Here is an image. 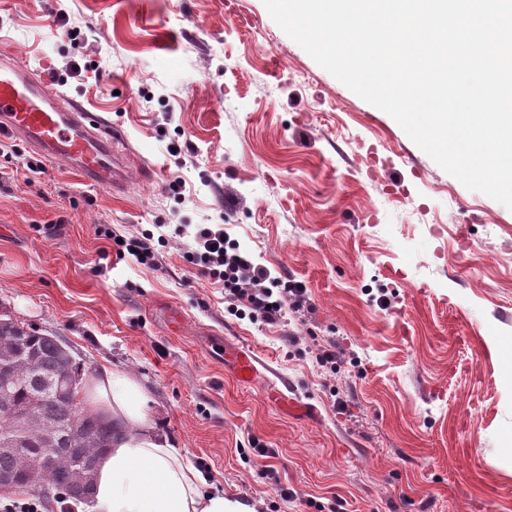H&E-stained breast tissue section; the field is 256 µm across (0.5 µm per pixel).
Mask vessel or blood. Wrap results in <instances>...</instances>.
Listing matches in <instances>:
<instances>
[{
	"instance_id": "vessel-or-blood-1",
	"label": "vessel or blood",
	"mask_w": 512,
	"mask_h": 512,
	"mask_svg": "<svg viewBox=\"0 0 512 512\" xmlns=\"http://www.w3.org/2000/svg\"><path fill=\"white\" fill-rule=\"evenodd\" d=\"M25 143L43 158L64 162L95 186L123 187L128 161L117 149L111 126L80 101L56 90L15 55L0 54V134ZM236 377L252 381L256 359L246 350L232 354Z\"/></svg>"
}]
</instances>
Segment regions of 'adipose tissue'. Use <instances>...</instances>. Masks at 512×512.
<instances>
[{
    "label": "adipose tissue",
    "instance_id": "ef3b65f1",
    "mask_svg": "<svg viewBox=\"0 0 512 512\" xmlns=\"http://www.w3.org/2000/svg\"><path fill=\"white\" fill-rule=\"evenodd\" d=\"M85 397L122 423L98 467L99 512H249L209 490L206 476L184 463L169 439L147 422L135 379L103 369Z\"/></svg>",
    "mask_w": 512,
    "mask_h": 512
}]
</instances>
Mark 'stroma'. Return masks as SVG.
<instances>
[{
    "mask_svg": "<svg viewBox=\"0 0 512 512\" xmlns=\"http://www.w3.org/2000/svg\"><path fill=\"white\" fill-rule=\"evenodd\" d=\"M0 48L34 70L78 61L62 92L132 158L112 194L59 162L27 175L7 138L0 314L134 376L157 430L252 512H512V210L442 170L263 0H0ZM187 224L223 225L302 282L309 311H233L187 262ZM159 228L158 269L104 259L110 234ZM328 345L332 372L315 360ZM235 348L258 361L252 383L224 362Z\"/></svg>",
    "mask_w": 512,
    "mask_h": 512,
    "instance_id": "obj_1",
    "label": "stroma"
}]
</instances>
